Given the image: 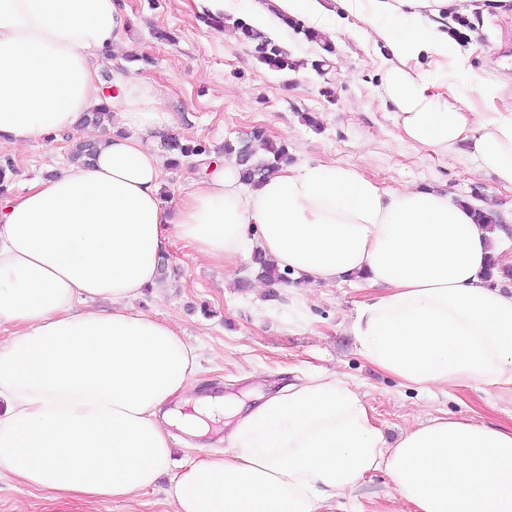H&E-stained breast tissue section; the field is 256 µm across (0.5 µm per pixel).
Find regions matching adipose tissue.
Returning a JSON list of instances; mask_svg holds the SVG:
<instances>
[{"mask_svg":"<svg viewBox=\"0 0 512 512\" xmlns=\"http://www.w3.org/2000/svg\"><path fill=\"white\" fill-rule=\"evenodd\" d=\"M200 15L247 7L266 34L286 20L333 36L340 15L391 52L382 76L403 139L455 151L512 187V103L504 84L467 67L453 13L474 0H193ZM124 0H0V147L76 130L109 105L89 164L71 163L0 197V477L58 502L126 501L155 485L174 431L228 430L224 451L187 465L177 512H334L385 471L415 512H512V425L434 417L387 443L357 389L309 373L251 406L185 396L195 348L177 325L133 311L171 238L226 265L260 248L311 286L364 280L351 330L373 367L418 389L512 390V292L485 277L499 230L471 206L416 187L388 191L353 166H281L243 184L216 160L173 206L160 192L158 143L171 125L159 91L117 72L104 95L95 59L126 50ZM428 60L462 88L440 94ZM486 102L464 104L463 87Z\"/></svg>","mask_w":512,"mask_h":512,"instance_id":"obj_1","label":"adipose tissue"}]
</instances>
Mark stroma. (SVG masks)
Returning <instances> with one entry per match:
<instances>
[{"label":"stroma","mask_w":512,"mask_h":512,"mask_svg":"<svg viewBox=\"0 0 512 512\" xmlns=\"http://www.w3.org/2000/svg\"><path fill=\"white\" fill-rule=\"evenodd\" d=\"M125 2L134 18L129 39L135 51L98 60L102 84L110 86L119 69L153 84L173 116L176 137L204 145L220 158L225 141L261 127L285 145L289 163L352 165L386 190L430 188L451 202L474 203L495 215L502 258L512 259V189L500 186L493 174L474 173L463 152L448 154L402 139L392 106L379 97L389 52L357 37L356 17H347L337 28L329 55L322 42L308 41L290 28L277 31L276 41L294 58L328 59L320 73L304 67L278 72L259 62L232 26L218 31L200 21L193 0ZM460 31L462 45L472 50V65L512 86V0H490L465 17ZM310 115L318 116L319 127L306 124ZM75 139L63 133L18 151L0 149V158L15 167L9 192L19 195L34 179L69 164ZM167 258L164 279L134 307L175 321L196 347L190 395L217 388L222 395L242 398L327 370L358 389L390 443L415 425L447 414L512 424V397L494 388L416 391L368 364L348 330L357 303L369 293L366 284L279 283L257 291L252 259L227 267L200 258L176 239ZM178 472L171 467L135 501L94 505L78 500L62 505L5 479L0 481V512H175L167 491ZM335 512H412V507L397 499L387 474L378 471Z\"/></svg>","instance_id":"1"}]
</instances>
